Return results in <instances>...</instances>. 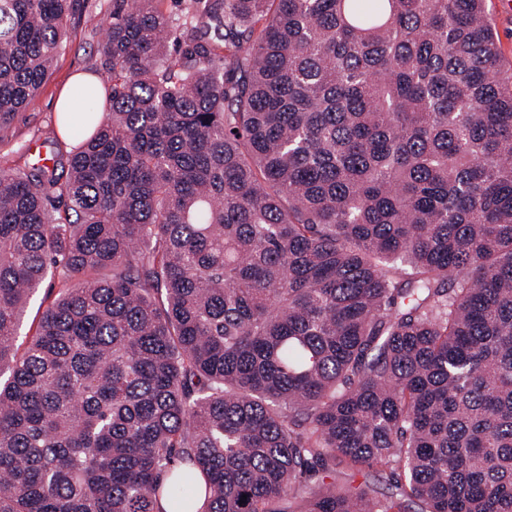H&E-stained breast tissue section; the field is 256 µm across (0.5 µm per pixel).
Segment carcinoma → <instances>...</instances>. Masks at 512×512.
I'll use <instances>...</instances> for the list:
<instances>
[{"label":"carcinoma","mask_w":512,"mask_h":512,"mask_svg":"<svg viewBox=\"0 0 512 512\" xmlns=\"http://www.w3.org/2000/svg\"><path fill=\"white\" fill-rule=\"evenodd\" d=\"M73 2L0 0L1 133ZM191 8L177 33L113 0L67 176L0 168V512H512L484 0ZM54 269L73 286L19 353Z\"/></svg>","instance_id":"1"}]
</instances>
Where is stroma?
<instances>
[{
  "mask_svg": "<svg viewBox=\"0 0 512 512\" xmlns=\"http://www.w3.org/2000/svg\"><path fill=\"white\" fill-rule=\"evenodd\" d=\"M111 15L112 0H74L62 50L36 97L0 140V167L22 170L41 159L66 161L77 140L61 135L54 103L69 75L96 70ZM69 286L61 275L47 277L26 307L15 349H24L36 334L44 310Z\"/></svg>",
  "mask_w": 512,
  "mask_h": 512,
  "instance_id": "stroma-1",
  "label": "stroma"
}]
</instances>
